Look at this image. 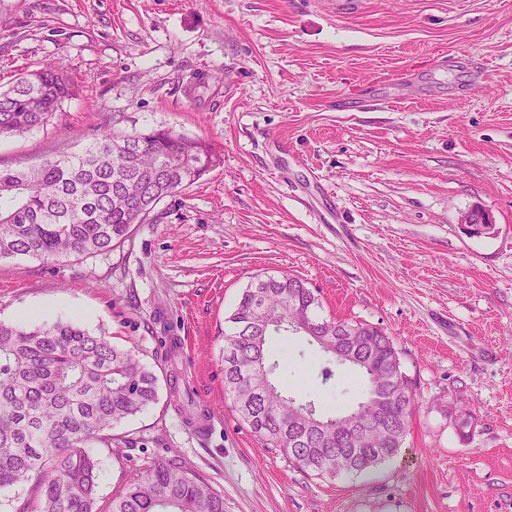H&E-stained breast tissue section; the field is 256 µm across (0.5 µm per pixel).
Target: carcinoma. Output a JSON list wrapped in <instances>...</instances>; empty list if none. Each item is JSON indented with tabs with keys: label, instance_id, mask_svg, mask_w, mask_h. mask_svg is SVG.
Wrapping results in <instances>:
<instances>
[{
	"label": "carcinoma",
	"instance_id": "carcinoma-1",
	"mask_svg": "<svg viewBox=\"0 0 512 512\" xmlns=\"http://www.w3.org/2000/svg\"><path fill=\"white\" fill-rule=\"evenodd\" d=\"M73 86L64 67L21 73L0 90V136L48 125ZM221 164L203 140L172 129L134 135L105 131L67 158L0 167V260H55L104 253L125 242L135 219H152L166 197ZM267 316L311 323L309 342L328 361L356 370L362 387L349 408L323 413L286 394L273 379ZM320 298L292 274L267 288L248 284L224 330V396L266 448L317 476L358 474L402 447L418 405L399 352L382 328L319 315ZM357 327L351 350L322 343L336 328ZM158 399V375L135 350L75 323L22 327L0 322V489L33 483L21 512H224V495L170 449L126 474L108 500L97 496V461L84 451L112 447L108 430ZM316 428L296 444L301 427Z\"/></svg>",
	"mask_w": 512,
	"mask_h": 512
}]
</instances>
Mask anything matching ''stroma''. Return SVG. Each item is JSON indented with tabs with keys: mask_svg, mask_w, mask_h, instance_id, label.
Masks as SVG:
<instances>
[{
	"mask_svg": "<svg viewBox=\"0 0 512 512\" xmlns=\"http://www.w3.org/2000/svg\"><path fill=\"white\" fill-rule=\"evenodd\" d=\"M56 60L75 95L47 129L1 136L0 167L107 130L170 128L222 157L109 252L0 260V321L47 307L28 325L77 322L160 377L158 402L111 430L122 457L89 445L99 498L172 448L224 512H512V0H0V86ZM472 208L494 234L462 229ZM283 273L321 315L387 329L415 385L402 447L370 473L302 470L224 396L227 318ZM270 350L324 411L361 384L340 367L322 385L305 337ZM187 404L213 417L205 434Z\"/></svg>",
	"mask_w": 512,
	"mask_h": 512,
	"instance_id": "1",
	"label": "stroma"
}]
</instances>
